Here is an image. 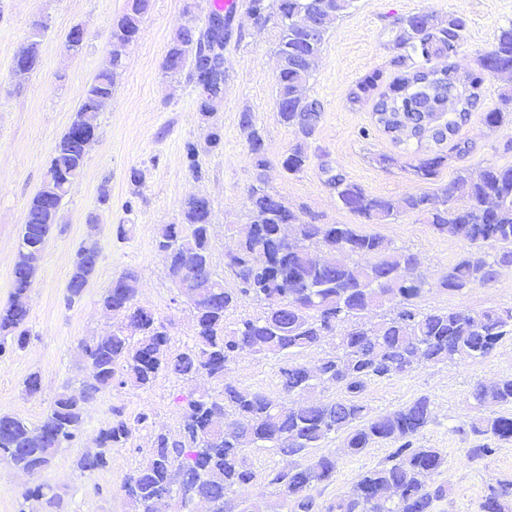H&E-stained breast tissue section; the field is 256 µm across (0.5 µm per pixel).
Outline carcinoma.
<instances>
[{"instance_id": "1", "label": "carcinoma", "mask_w": 512, "mask_h": 512, "mask_svg": "<svg viewBox=\"0 0 512 512\" xmlns=\"http://www.w3.org/2000/svg\"><path fill=\"white\" fill-rule=\"evenodd\" d=\"M330 9L321 20L318 37L310 35L301 17H312L318 4ZM355 0H248L252 23L265 28L262 18L280 17L275 54V108L279 121L291 128L297 139L280 164L292 175L309 166L305 149L322 118L323 105L306 96L302 88L314 76L331 25L349 13ZM150 0H128L126 11L113 23L105 67L93 77L67 131L55 142L48 172L63 188L48 199L37 191L31 199L28 222L21 226L18 252L42 254L53 235L55 218L73 180L83 171L86 154L76 139L78 130L99 128L103 105L112 98L113 77L122 66L127 42L136 38ZM421 14L397 22L396 45L405 53L392 60L397 72L385 91L383 71L372 70L361 77L348 94L351 105L375 99V122L384 132L401 139H422L425 133L439 143L458 127V119L475 104L478 90L488 77L512 79V21L499 27L488 50L480 55L478 69L466 79L453 77V65L430 66L433 59L454 52L463 38L465 21L450 16L446 22L429 16L430 26H420ZM211 47V26L194 21L184 24L171 39L163 69L175 76L189 70L206 97L199 109L210 111L209 96L224 93V78L207 67L204 51ZM423 65L407 66L412 56ZM512 118V82L500 87L498 103L485 112L491 128ZM240 125L249 130L253 166L268 165L264 138L250 112L240 115ZM444 163L440 155L429 156L414 167L422 180L436 176ZM340 205L377 224H388L404 213H412L466 245L464 254L448 267L439 287L464 295L477 286L493 282L499 269L512 266V167L485 166L464 169L435 193H408L400 198L367 193L360 185L339 175L331 178ZM252 234L240 241L233 259L225 263L233 286L212 266L211 216L207 199L192 196L181 205V220L164 224L156 235V249L171 257V280L190 282L201 300L190 304L194 336L173 350L168 327L153 310L137 298L138 274L126 270L102 294L105 309L118 314L112 331L82 346L90 365V377L78 387L57 393L36 425L16 415H0V461L14 469L41 475L62 448L69 447L83 431L85 406L106 390L146 389L159 376H172L188 383L204 373L213 379L212 392L188 393L182 406L179 430L172 434L153 429L154 417L147 411L128 413L112 408L97 430V450L81 455L76 466L92 475L108 467L112 449L123 448L140 431H151V447L145 462L124 480L121 491L133 512H157V498L167 491L176 499L177 512H192V504L203 499L209 512H224L228 504L238 512H249L241 495L254 473L246 462L247 448H270L284 457L302 456L322 447L331 435L344 436V447L352 456L379 441L401 442L384 464L360 476L351 492L320 505L312 491L333 482L336 457L320 455L305 465L273 473L270 484L277 499L289 512H436L446 496L441 485L428 478L447 464L435 448H415L413 439L431 421V400L421 396L386 413L371 415L362 394L369 382L397 374H408L426 363L477 359L489 355L497 344L512 337V306L490 307L480 312L467 308L424 311L412 300L424 285L407 276L415 269L414 254L395 248L384 239L358 232L350 224L303 222L288 203L261 185L249 192ZM288 225L293 246L285 248L277 227ZM326 257L316 261L313 248ZM358 256L373 261L362 264ZM97 262L76 251L66 288L67 304L79 301L96 270ZM32 281L22 270L13 269V292L0 306V358L23 350L30 336L26 304ZM250 298L259 312L232 322L241 301ZM398 301L396 311L372 320L369 313ZM332 338L314 368L295 361L296 356L323 345ZM276 358L284 396L270 398L242 388L228 377L231 364L243 355ZM341 386L343 395L326 402L293 406L288 398L318 385ZM471 397L479 407L493 404L512 409V377L490 387L476 385ZM473 435L483 442L467 450L473 461L487 457L492 449L484 440H512V412L494 413L471 422ZM180 471L181 484L171 486V471ZM512 498V483L494 489L482 504L483 512H502V500ZM20 512H62L64 500L48 483H37L22 494Z\"/></svg>"}]
</instances>
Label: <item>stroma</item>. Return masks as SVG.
<instances>
[{"label":"stroma","mask_w":512,"mask_h":512,"mask_svg":"<svg viewBox=\"0 0 512 512\" xmlns=\"http://www.w3.org/2000/svg\"><path fill=\"white\" fill-rule=\"evenodd\" d=\"M126 4L127 0H0V306L13 291L12 270L28 203L44 180L55 141L70 125L88 83L107 58L112 24ZM188 6L200 24L212 13L211 0H151L139 36L127 49L112 99L100 115L96 140L82 174L62 202L58 229L29 291V342L24 350L0 360V414L38 422L63 385L78 386L89 375L81 346L110 329L113 317L102 308L100 296L126 269L138 271L139 298L167 325L172 348L190 341L192 311L155 248L156 233L161 225L178 222L185 198L207 197L212 208L213 266L216 273H223L226 253L235 250L250 222L248 195L260 178L302 221L350 224L414 253L416 271L425 282L415 300L419 308L465 307L478 312L512 305V268L465 295L447 294L438 281L463 254L462 243L437 233L413 214L400 215L389 224L367 223L341 207L330 183L331 176L338 175L372 194L397 198L436 192L466 168L512 165V125L492 131L483 120L497 102L499 78H487L457 134L439 145L396 142L376 128L372 103L354 107L348 102L350 88L373 69L392 80L395 69L390 61L399 53L394 42L398 18L428 13L442 20L451 15L465 19L461 46L451 58L464 76L477 69L479 56L498 27L512 20V0H357L331 28L306 88L308 95L322 102L323 114L307 145L310 164L295 176L280 165L296 139L275 112V27L254 28L246 9L238 10L239 39L224 51V98L205 117L198 110V91L188 73L173 77L163 69L167 45L184 24ZM37 19L45 23L38 33L32 28ZM77 25L86 39L82 52L73 56L65 49V37ZM33 41L38 44L39 65L24 79H16L11 72L14 58ZM245 110L253 112L265 141L269 164L261 175L255 171L247 135L239 124ZM216 129L221 130L223 142L214 148L209 135ZM189 141L199 150L203 172L198 177L189 171L184 157L183 146ZM463 142L470 148L465 155L456 149ZM434 153L444 156L443 166L432 180H418L413 165ZM383 155L393 157V164L380 165ZM135 170L144 175L138 189L130 181ZM104 191L109 194L105 203L99 200ZM120 224L128 229L123 240L115 233ZM89 239L99 251L96 274L81 301L70 306L65 295L74 255ZM279 366L274 359L245 355L232 365L229 376L241 387L277 397ZM34 371L42 376V391L30 397L22 394L20 383ZM506 376H512L508 338L485 358L426 364L367 386L364 401L375 415L423 395L431 399L434 420L414 445L438 449L448 460L433 478L447 491L436 512H482L481 504L491 490L512 482V440L491 441V454L473 463L467 450L477 440L465 431L477 415L469 401L473 387ZM213 387L204 376L190 385L162 376L147 390L102 393L86 407L79 440L56 455L42 481L63 496L68 512H131L120 487L147 459L149 436L138 433L127 447L113 449L111 466L88 476L77 469L76 460L95 448L99 423L113 407L121 406L130 413L151 412L157 427L174 431L183 395L192 388ZM394 449L393 442L382 441L352 456L341 437L330 438L322 451L335 454L336 476L332 484L315 490L318 502L326 504L350 492L362 473L384 462ZM245 457L255 472L248 496L255 512H268L273 500L271 473L296 465L297 460L267 448L246 449Z\"/></svg>","instance_id":"35a3bbf8"}]
</instances>
